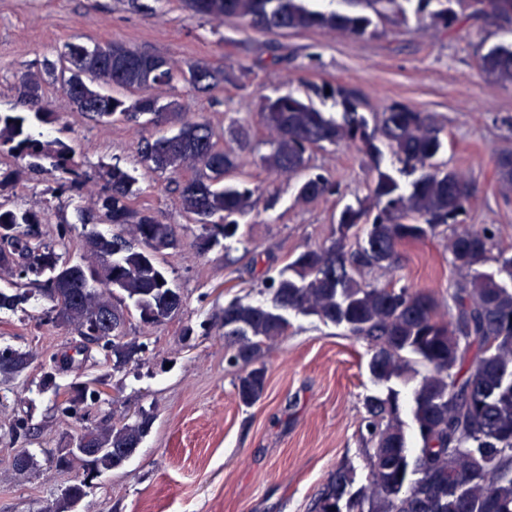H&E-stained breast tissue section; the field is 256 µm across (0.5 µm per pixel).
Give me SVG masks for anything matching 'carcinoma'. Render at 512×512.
Instances as JSON below:
<instances>
[{
	"label": "carcinoma",
	"mask_w": 512,
	"mask_h": 512,
	"mask_svg": "<svg viewBox=\"0 0 512 512\" xmlns=\"http://www.w3.org/2000/svg\"><path fill=\"white\" fill-rule=\"evenodd\" d=\"M425 0H355L362 11L342 14L310 9L306 0H183L201 17H237L273 33L281 24L291 31L331 28L363 36L370 14ZM475 19L512 20V0H472ZM485 75L512 85V46H496L480 57ZM224 83V73L199 62L174 67L159 55L144 53L118 41L88 48L70 42L39 69L22 74L15 97L29 112H0V197L14 190L27 174L49 175L51 195L74 192L85 181L84 162L65 141L33 134L40 123L53 120L42 100L49 87L61 88L75 111L99 123L115 118L138 122L145 115L158 124L171 117L178 128L143 139L140 162L150 172L170 175L182 212L202 226L195 247L208 252L217 235L233 236L238 218L252 208L258 187L233 176L251 147L248 131L228 129L188 115L178 100H164L152 90L179 85L210 95ZM341 105L336 118L312 100L291 93L265 100L263 126L275 133L264 166L276 173L298 175L308 169L310 152L325 144L353 143L376 160L377 142L388 147L413 179L401 183L374 166L369 194L339 213L336 238L329 244L299 252L276 278L264 282V304L231 301L224 306L227 362L243 365L236 383L246 406L266 388V367L260 363L266 342L286 334L287 315H315L344 327L367 341L370 369L380 381L401 379L412 365L426 368L413 391L409 412L420 448L410 453L400 418L398 393L371 396L364 402L361 438L366 446L370 481L355 486L354 469L341 464L312 503V512H512V258L493 255L494 227L477 229L459 224L471 195L464 175L438 160L443 148L441 128L424 112L396 105L369 127L359 112L358 93L343 86L321 88ZM502 186L512 188V154L497 158ZM105 186L97 200L77 212L80 224H110L107 237L90 231L83 236L89 262L60 260L55 245L41 230L45 212L0 202V272L22 281L33 275L38 295L49 304L50 322L80 337L82 359L63 360L79 371L93 347L106 351L113 366L140 359L141 345L127 335L129 309L144 325L178 316L182 294L173 287L157 256L179 244L177 227L132 203V177L114 164L100 171ZM340 192L323 174L302 181L298 198L313 201ZM455 224L449 263L454 282L452 316L438 315L435 295L400 283L401 248L433 238ZM494 261L496 270L481 267ZM381 271L385 279L366 278ZM27 293L0 289V311H13ZM108 319L112 337L100 331ZM38 353L10 345L0 349V387L19 380ZM52 358L44 384H53L59 368ZM98 402L87 385L72 387L65 410ZM152 415L137 414L119 428L100 423L75 440L80 451L62 449L55 467L67 471L81 465L83 473L61 490L44 512H72L85 494L87 481L124 465L151 429ZM13 462L19 474L36 469L34 454L18 451Z\"/></svg>",
	"instance_id": "obj_1"
}]
</instances>
